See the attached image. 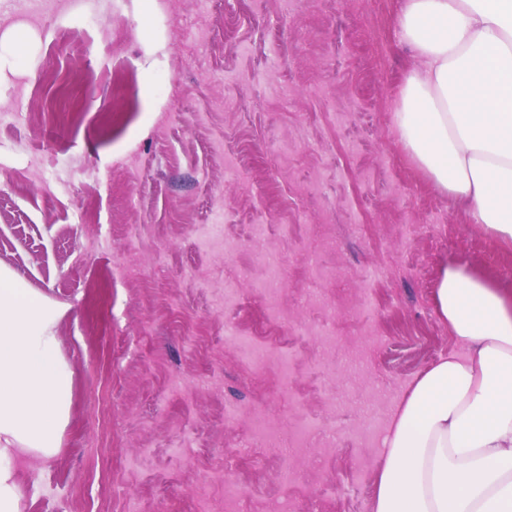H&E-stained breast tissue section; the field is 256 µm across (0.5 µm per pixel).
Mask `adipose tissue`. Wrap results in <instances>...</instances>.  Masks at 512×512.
Here are the masks:
<instances>
[{
	"instance_id": "1",
	"label": "adipose tissue",
	"mask_w": 512,
	"mask_h": 512,
	"mask_svg": "<svg viewBox=\"0 0 512 512\" xmlns=\"http://www.w3.org/2000/svg\"><path fill=\"white\" fill-rule=\"evenodd\" d=\"M418 60L401 141L499 241L512 244V0H402ZM435 303L459 349L394 406L374 512H512V298L444 269ZM59 303L0 267V512H22L17 463L57 455L71 405Z\"/></svg>"
}]
</instances>
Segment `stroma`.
<instances>
[{"mask_svg": "<svg viewBox=\"0 0 512 512\" xmlns=\"http://www.w3.org/2000/svg\"><path fill=\"white\" fill-rule=\"evenodd\" d=\"M0 0V265L64 305L73 374L59 453L21 464L25 512H276L283 433L300 512H373L374 409L458 348L434 302L459 266L512 297L493 242L404 148L416 66L401 0ZM286 270L275 304L255 234ZM288 319L287 380L233 331Z\"/></svg>", "mask_w": 512, "mask_h": 512, "instance_id": "stroma-1", "label": "stroma"}]
</instances>
